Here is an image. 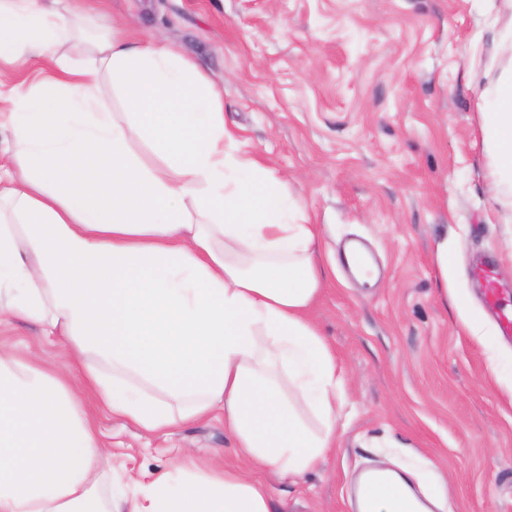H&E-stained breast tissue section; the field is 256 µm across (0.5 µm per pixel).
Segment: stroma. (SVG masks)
I'll list each match as a JSON object with an SVG mask.
<instances>
[{"label": "stroma", "mask_w": 512, "mask_h": 512, "mask_svg": "<svg viewBox=\"0 0 512 512\" xmlns=\"http://www.w3.org/2000/svg\"><path fill=\"white\" fill-rule=\"evenodd\" d=\"M154 43L177 41L224 101L242 150L288 183L330 271L309 315L345 369L352 406L323 465L298 482L265 476L271 512H356L366 469L408 476L440 512H512V344L471 276L495 265L512 307V207L494 198L483 114L512 70V0H85ZM54 75L0 61V91ZM452 252L448 274L434 257ZM350 240L379 269L335 264ZM485 319L472 335L444 295ZM32 345L71 370L69 347L32 323L0 325V347ZM111 453L103 484L146 487L188 453L247 468L212 416L147 434L87 402Z\"/></svg>", "instance_id": "35a3bbf8"}]
</instances>
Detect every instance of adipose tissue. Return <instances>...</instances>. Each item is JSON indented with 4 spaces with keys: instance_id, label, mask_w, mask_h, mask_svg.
Masks as SVG:
<instances>
[{
    "instance_id": "1",
    "label": "adipose tissue",
    "mask_w": 512,
    "mask_h": 512,
    "mask_svg": "<svg viewBox=\"0 0 512 512\" xmlns=\"http://www.w3.org/2000/svg\"><path fill=\"white\" fill-rule=\"evenodd\" d=\"M87 63L64 64L69 45ZM43 58L56 89L10 93L0 153V319L66 338L65 376L0 352V512H271L262 481L185 456L142 491L100 490L82 396L150 433L214 413L237 453L291 479L336 446L346 375L308 311L319 229L288 217L286 183L240 153L224 104L172 43L93 23L66 0H0V60ZM109 75L131 110L99 95ZM493 186L512 188V74L483 115ZM159 159L131 152V134ZM98 358L101 368L90 365ZM360 512H423L406 482Z\"/></svg>"
}]
</instances>
